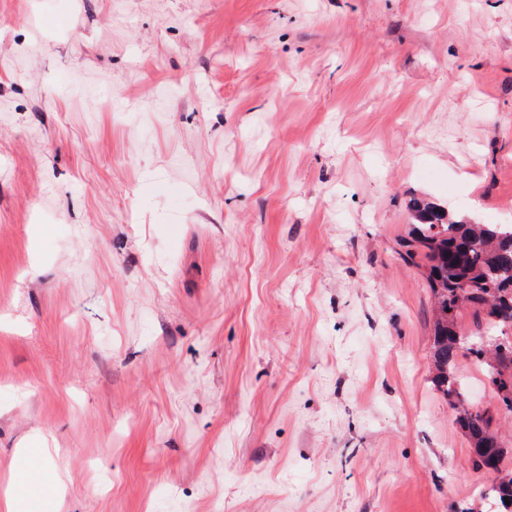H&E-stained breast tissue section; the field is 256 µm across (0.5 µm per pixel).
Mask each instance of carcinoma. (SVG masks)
I'll return each mask as SVG.
<instances>
[{
  "label": "carcinoma",
  "mask_w": 512,
  "mask_h": 512,
  "mask_svg": "<svg viewBox=\"0 0 512 512\" xmlns=\"http://www.w3.org/2000/svg\"><path fill=\"white\" fill-rule=\"evenodd\" d=\"M410 208L413 223L399 255L409 264L421 256L425 259L423 276L434 297L437 388L470 441L475 468L496 474L482 496L500 504V512H512V471L503 470L512 450L491 446V416L465 405L462 384L454 373L458 356L476 360L486 367L494 401L512 403V360L498 362L487 350L497 339L512 345V224H469L418 199ZM465 309L485 318L484 333H463L458 318Z\"/></svg>",
  "instance_id": "cac0c4a2"
}]
</instances>
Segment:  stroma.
I'll list each match as a JSON object with an SVG mask.
<instances>
[{"instance_id":"35a3bbf8","label":"stroma","mask_w":512,"mask_h":512,"mask_svg":"<svg viewBox=\"0 0 512 512\" xmlns=\"http://www.w3.org/2000/svg\"><path fill=\"white\" fill-rule=\"evenodd\" d=\"M416 197L512 224V0H0V512H497ZM45 467L41 463H37L31 466L26 471V484L30 486L31 496L27 499L15 500L11 507L12 509H16L19 504L21 505L20 511L18 512H26L30 509L31 504V512H49V505L44 500H36L43 496H46V481L44 479ZM35 500V501H34ZM33 501V502H32Z\"/></svg>"}]
</instances>
